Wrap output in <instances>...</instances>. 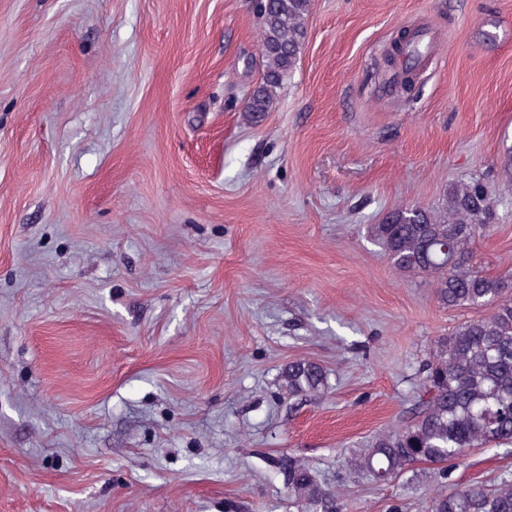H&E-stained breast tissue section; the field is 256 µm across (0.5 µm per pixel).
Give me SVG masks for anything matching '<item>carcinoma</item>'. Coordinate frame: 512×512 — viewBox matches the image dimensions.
<instances>
[{"label": "carcinoma", "mask_w": 512, "mask_h": 512, "mask_svg": "<svg viewBox=\"0 0 512 512\" xmlns=\"http://www.w3.org/2000/svg\"><path fill=\"white\" fill-rule=\"evenodd\" d=\"M311 6L312 0H262L263 74L243 109L248 121L260 122L276 102L304 45ZM493 219L482 184L471 179L449 186L441 212L422 206L396 210L368 229L394 267L431 279L442 306L487 308L484 316L436 341L426 364L427 398L415 416L379 435L354 460V467L376 482L392 480L414 463H446L471 448L512 445V274L482 273L472 250L476 235ZM284 377L291 395L326 386L324 368L311 360L289 363ZM278 468L299 507L346 512L341 493L323 487L308 463L288 456ZM431 512H512V480L494 487L441 488Z\"/></svg>", "instance_id": "1"}]
</instances>
